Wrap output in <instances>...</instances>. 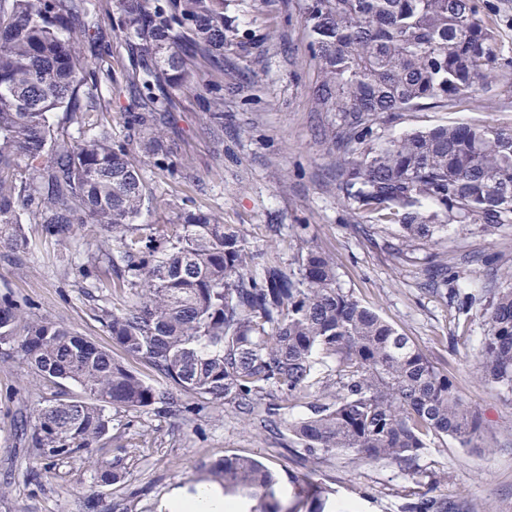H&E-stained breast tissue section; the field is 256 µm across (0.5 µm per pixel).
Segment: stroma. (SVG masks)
I'll use <instances>...</instances> for the list:
<instances>
[{
	"label": "stroma",
	"mask_w": 512,
	"mask_h": 512,
	"mask_svg": "<svg viewBox=\"0 0 512 512\" xmlns=\"http://www.w3.org/2000/svg\"><path fill=\"white\" fill-rule=\"evenodd\" d=\"M226 5L227 15L249 38L246 48L225 50L224 71L213 76L224 86V136L213 138L201 126L196 99L182 101L171 137L188 162L187 176L175 179L148 166L146 183L155 195L183 208L237 225L254 248L276 246L286 261L296 251L289 230L304 225L310 244L334 256L340 285L447 372L483 423L477 446L432 440L414 478L350 455L322 459L315 478L325 490V512H400L409 490L433 491L458 503L460 512H512V393L483 376L479 349L487 326L479 308L459 311L449 289H424L428 248L403 247L396 226L354 214L337 194L336 153L319 136L332 116L310 109L306 38L290 0H227ZM98 25L99 38L87 52L112 65L103 90L110 105L98 113V126L120 139L127 133L124 115L135 104L127 78L130 49L113 30L111 15L99 13ZM453 122L512 127V88L496 86L447 110L402 113L381 123L378 134L389 139ZM25 231L29 248L19 262L0 257V293L10 292L36 316L71 326L150 384L168 388L166 379L126 358L112 341L103 313L132 297L114 291L111 268L100 265L90 280L81 274L97 251V229L76 226L64 242L45 237L38 224ZM440 250L473 293L512 286L506 277L511 227L490 235L473 224H454ZM80 394L70 383L43 384L20 353L0 347V512H159L172 487L201 482L205 465L228 455L256 458L284 480L297 470L286 437L214 405L184 420L119 413L91 454L80 458L54 462L22 439L19 421L32 408ZM102 462L120 472L119 481L99 482L96 468Z\"/></svg>",
	"instance_id": "stroma-1"
}]
</instances>
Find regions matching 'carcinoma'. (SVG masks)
Segmentation results:
<instances>
[{
    "instance_id": "1",
    "label": "carcinoma",
    "mask_w": 512,
    "mask_h": 512,
    "mask_svg": "<svg viewBox=\"0 0 512 512\" xmlns=\"http://www.w3.org/2000/svg\"><path fill=\"white\" fill-rule=\"evenodd\" d=\"M314 69L313 112H333L321 140L340 163L336 189L353 213L399 224L403 243H438L449 224L486 232L512 224V128L444 124L383 139L399 112L455 106L512 75L489 15L476 0H292ZM132 51L129 78L139 111L134 133L94 132L93 92L104 74L84 46L98 39L96 10ZM224 0H0V250L28 247L24 225L68 240L77 224L100 232L97 258L116 270L115 289L134 301L105 314L113 342L172 385L161 390L93 340L29 315L0 295V346L18 352L46 383L71 382L78 399L32 410L23 430L47 458L91 452L112 414L190 411L179 394L230 408L288 433L301 468L292 492L260 461L213 463L224 493L261 496L267 512H324L312 466L353 454L416 473L433 439L469 446L478 412L408 337L342 288L334 259L305 245L286 264L274 247L253 250L242 230L201 210L156 197L142 174L153 165L184 177L170 139L177 98L224 73V47L240 44ZM224 86L202 107V123L224 133ZM66 112L72 133L50 122ZM168 211L158 228L139 225L145 203ZM428 286L455 283L460 309L479 305L488 325L479 357L486 379L512 392V287L466 291L445 259L431 261ZM295 406L304 408L296 416ZM403 512H459L422 492Z\"/></svg>"
}]
</instances>
